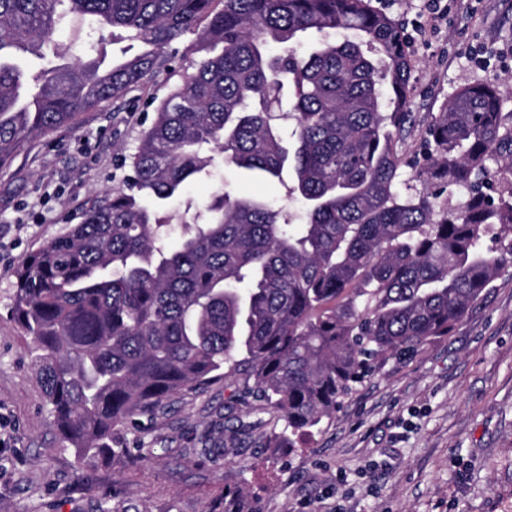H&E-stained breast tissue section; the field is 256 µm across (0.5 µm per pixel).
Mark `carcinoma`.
<instances>
[{
    "mask_svg": "<svg viewBox=\"0 0 512 512\" xmlns=\"http://www.w3.org/2000/svg\"><path fill=\"white\" fill-rule=\"evenodd\" d=\"M64 28L121 31L143 49L29 76L18 57H45ZM189 36L193 71L157 104L122 185L14 272L12 316L63 447L82 465L122 463L118 431L223 379L280 427L268 447L292 449L372 361L448 335L512 266L502 90H458L425 130L420 187L407 185L413 163L398 141L412 124V61L399 25L365 0H0V167L28 138L141 86ZM285 103L288 133L270 116ZM217 153L283 183L305 222L224 188L169 209ZM434 183L465 195L444 206ZM224 512L260 509L228 490Z\"/></svg>",
    "mask_w": 512,
    "mask_h": 512,
    "instance_id": "carcinoma-1",
    "label": "carcinoma"
}]
</instances>
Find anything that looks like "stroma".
<instances>
[{
    "mask_svg": "<svg viewBox=\"0 0 512 512\" xmlns=\"http://www.w3.org/2000/svg\"><path fill=\"white\" fill-rule=\"evenodd\" d=\"M480 47L496 53L484 67L472 59ZM407 51L414 127L398 150L409 162L457 90L512 81V0H455ZM191 61L178 50L143 87L25 143L0 170V512H224L225 491L238 489L261 512H512V269L448 335L376 361L295 450L266 447L269 428L231 381L168 399L143 435L126 433L145 446L120 466H84L62 447L10 315L14 271L121 185L125 158ZM220 187L288 202L279 183L221 164L184 196L203 202ZM229 405L247 425L235 437L224 429Z\"/></svg>",
    "mask_w": 512,
    "mask_h": 512,
    "instance_id": "stroma-1",
    "label": "stroma"
}]
</instances>
